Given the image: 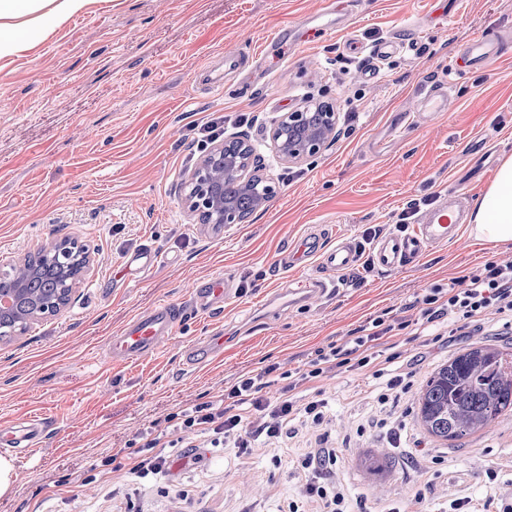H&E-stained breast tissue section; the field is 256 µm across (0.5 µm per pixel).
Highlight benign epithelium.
Returning <instances> with one entry per match:
<instances>
[{
  "label": "benign epithelium",
  "mask_w": 512,
  "mask_h": 512,
  "mask_svg": "<svg viewBox=\"0 0 512 512\" xmlns=\"http://www.w3.org/2000/svg\"><path fill=\"white\" fill-rule=\"evenodd\" d=\"M337 116L338 113L329 110L316 122L308 106L282 113L268 132L274 156L290 163L320 154L335 138ZM260 160L257 148L240 135H232L214 145L189 178L185 196L188 210L223 228L246 223L248 215L224 199L223 183L226 179L235 180L252 193L256 207H263L277 193V187L256 174V163ZM39 256L54 266L60 277V287L55 294L43 299L30 295L19 276L20 271L30 268ZM90 269L88 249L67 237L43 252L38 250L6 263L0 261V297L9 300V305L0 307V343L24 335L36 321L59 314L70 303Z\"/></svg>",
  "instance_id": "benign-epithelium-1"
}]
</instances>
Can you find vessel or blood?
Instances as JSON below:
<instances>
[{"instance_id":"vessel-or-blood-1","label":"vessel or blood","mask_w":512,"mask_h":512,"mask_svg":"<svg viewBox=\"0 0 512 512\" xmlns=\"http://www.w3.org/2000/svg\"><path fill=\"white\" fill-rule=\"evenodd\" d=\"M346 14L342 0H328L314 20L320 32L332 30L335 20ZM512 54V37L506 36L498 26L490 25L482 30L463 51L448 61V81L430 86L421 97V107L426 112H444L448 109V96L453 85L463 78L470 68L479 62L488 64ZM468 209L460 194L441 195L436 204L424 209L417 218L416 229L409 234L392 233L379 239L374 245L371 262L382 271L393 272L415 265L431 248L447 244L460 224L467 220ZM315 254L321 276L307 279L297 288H283L272 297L277 309L293 307L298 301L315 296L334 294L338 275L350 272L360 261V248L350 242L336 246H324L310 250L308 244H300L288 258L289 264L299 263L307 254ZM159 253L150 246L141 248L126 259V266L136 267L139 274L153 271L159 261ZM233 283L217 276L194 288L184 307L176 308L161 303L130 321L109 346L112 358L135 361L152 354L160 344L173 337L189 316H199L222 309L225 302L235 298ZM223 338H211L205 343L189 348L192 364L202 365L215 360L223 353ZM46 426L41 419L30 418L13 427L0 428V448L21 450L27 453L38 448L45 437Z\"/></svg>"}]
</instances>
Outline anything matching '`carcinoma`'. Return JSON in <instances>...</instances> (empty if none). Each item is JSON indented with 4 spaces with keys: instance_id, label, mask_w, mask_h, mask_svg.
<instances>
[{
    "instance_id": "1",
    "label": "carcinoma",
    "mask_w": 512,
    "mask_h": 512,
    "mask_svg": "<svg viewBox=\"0 0 512 512\" xmlns=\"http://www.w3.org/2000/svg\"><path fill=\"white\" fill-rule=\"evenodd\" d=\"M29 288L51 294L54 273L28 279ZM417 417L432 438L454 443L512 413V352L470 346L434 370L419 391Z\"/></svg>"
}]
</instances>
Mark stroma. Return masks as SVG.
I'll return each mask as SVG.
<instances>
[{
  "mask_svg": "<svg viewBox=\"0 0 512 512\" xmlns=\"http://www.w3.org/2000/svg\"><path fill=\"white\" fill-rule=\"evenodd\" d=\"M325 0H94L0 69V255L18 257L71 236L92 253L75 298L26 335L0 344V425L39 415L48 428L31 456H15L18 479L0 512H125L114 494L125 484L123 450L172 412L222 398L239 380L271 369L268 397L286 373L306 369L317 349L352 345L380 317L399 325L378 340L377 358L296 388L304 403H327L320 426L296 420L297 434L256 447L249 459L206 448L187 434L172 449L169 483L189 492L184 512H280L295 499L298 458L316 436L337 450L335 478L355 512H447L457 498L481 506L512 496V417L447 445L429 438L416 395L430 373L472 344L512 349V323L489 316L483 327L448 335L414 333L430 288L459 282L489 261H512V244L470 237L430 249L411 268H356L337 276L334 295L285 312L270 300L289 281L317 272L315 260H280L302 238L319 244L349 237L371 257L378 235L423 199L456 190L475 203L512 153V57L476 66L456 85L450 112L423 118L402 136L423 91L448 78V58L488 24L512 31V0H355L344 28L308 34ZM447 13L444 25L426 24ZM305 32L301 45L276 42L282 26ZM411 38L417 49L381 60L368 46ZM254 62L228 76L223 93L200 83L229 52ZM350 111L336 139L294 164L266 159L264 178L278 194L246 223L220 231L184 207L201 124L223 118L227 134L259 140L304 97ZM154 245L165 260L146 277L125 256ZM224 276L238 290L209 315L186 319L149 357L112 360L108 345L132 319L161 302L180 305L202 282ZM224 339L215 362L192 367L185 350ZM412 367L406 389L389 388L397 368ZM383 472L366 469L369 455ZM116 456L118 469L104 460ZM280 457L273 467L272 457ZM98 468L96 481L72 477Z\"/></svg>",
  "mask_w": 512,
  "mask_h": 512,
  "instance_id": "stroma-1",
  "label": "stroma"
}]
</instances>
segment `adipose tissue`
Segmentation results:
<instances>
[{
	"label": "adipose tissue",
	"instance_id": "1",
	"mask_svg": "<svg viewBox=\"0 0 512 512\" xmlns=\"http://www.w3.org/2000/svg\"><path fill=\"white\" fill-rule=\"evenodd\" d=\"M92 2L0 0V60L29 51L32 31L60 26ZM472 232L490 244L512 242V154L502 158L493 181L475 203Z\"/></svg>",
	"mask_w": 512,
	"mask_h": 512
}]
</instances>
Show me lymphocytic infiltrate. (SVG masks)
<instances>
[{"label":"lymphocytic infiltrate","mask_w":512,"mask_h":512,"mask_svg":"<svg viewBox=\"0 0 512 512\" xmlns=\"http://www.w3.org/2000/svg\"><path fill=\"white\" fill-rule=\"evenodd\" d=\"M423 303L421 318L429 325H469L489 312L512 316V264L487 262L465 276L463 287L432 288ZM369 362V357L354 358L352 349L332 344L316 351L310 370L301 373L295 382L300 385L324 371L352 363L362 368ZM267 385L265 374L259 373L240 380L219 401L168 414L166 429L145 442L150 455L133 456L131 482L147 479L159 485L161 493H168L173 465L169 451L179 446L180 435L186 433L206 435L211 447L232 448L237 456L244 457L251 454L258 440L293 437V423L298 416H305L315 425L323 423V400H311L301 406L288 397L271 401L263 395ZM336 462L335 449L325 438H316L297 463L301 490L297 500L289 502L288 512H350L349 497L333 475Z\"/></svg>","instance_id":"1"}]
</instances>
